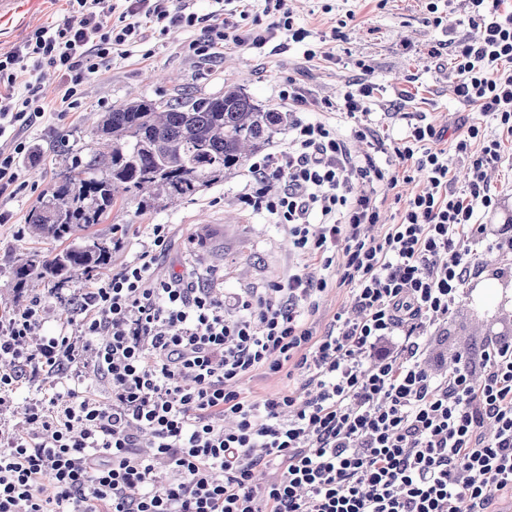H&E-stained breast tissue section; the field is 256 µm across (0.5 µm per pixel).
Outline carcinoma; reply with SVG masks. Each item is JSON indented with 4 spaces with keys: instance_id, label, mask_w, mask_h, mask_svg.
<instances>
[{
    "instance_id": "obj_1",
    "label": "carcinoma",
    "mask_w": 512,
    "mask_h": 512,
    "mask_svg": "<svg viewBox=\"0 0 512 512\" xmlns=\"http://www.w3.org/2000/svg\"><path fill=\"white\" fill-rule=\"evenodd\" d=\"M289 120L290 113L256 104L237 86L219 96L131 98L103 113L89 160L71 162L27 216L33 236L69 245L51 247L17 267L16 287L64 284L78 271L108 267L109 241L72 237L103 223L126 193L146 192L154 202H172L234 174L286 130Z\"/></svg>"
}]
</instances>
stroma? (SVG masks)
Wrapping results in <instances>:
<instances>
[{
  "instance_id": "1",
  "label": "stroma",
  "mask_w": 512,
  "mask_h": 512,
  "mask_svg": "<svg viewBox=\"0 0 512 512\" xmlns=\"http://www.w3.org/2000/svg\"><path fill=\"white\" fill-rule=\"evenodd\" d=\"M297 24L314 37L330 35L339 19L354 12L356 25L337 43V60L304 63L298 46L258 52L245 47L224 53L215 67L201 65L184 50L192 33L179 28L152 37L146 47L149 59L135 55L114 60L111 67L82 87L77 107L57 118L47 114L33 119L25 138L42 157L26 163L25 190L0 197V212L12 213L11 223L0 224V314L25 307L40 298L46 307L45 331L58 330L65 318L61 297L93 287L106 277V270L76 274L56 291L53 283L17 290L12 268L25 263L38 251L28 233L26 215L57 175L66 171L73 157L86 156L94 142L93 121L98 113L110 111L134 96L169 100L186 90L204 96L223 94L227 84H238L254 101L266 108L287 111L278 97L288 79L304 87L311 103L304 118L338 124L336 114L323 111L320 101L337 96L346 80L366 76L377 91L371 120L379 135H401L407 119L426 118L436 129H454L479 120L480 112L455 98L450 54L430 57L432 46L441 41L467 37L469 28L448 21L435 27L426 21L425 0H288ZM66 15L65 0H12L0 12V51L22 42L37 27L60 23ZM370 70L360 73L357 64ZM247 169L211 184L195 194L162 207L143 205L139 196L127 195L117 203L109 218L92 228L97 236L113 241L112 267L131 261L150 242L153 225L172 228L168 252L153 265V278L165 279L182 273L186 282L207 280L223 289L227 298L253 292L284 281L302 269L304 262L292 250L287 227L275 224L267 212L243 207L239 198L247 189ZM493 281L482 275L477 291L463 308L455 328L443 339L441 351L450 352L460 331L472 335L483 330L485 312L496 311L499 297L487 298L480 291Z\"/></svg>"
}]
</instances>
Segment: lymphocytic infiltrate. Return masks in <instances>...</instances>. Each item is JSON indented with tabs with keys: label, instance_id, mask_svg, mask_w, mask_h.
I'll return each instance as SVG.
<instances>
[{
	"label": "lymphocytic infiltrate",
	"instance_id": "1",
	"mask_svg": "<svg viewBox=\"0 0 512 512\" xmlns=\"http://www.w3.org/2000/svg\"><path fill=\"white\" fill-rule=\"evenodd\" d=\"M61 23L0 52V196L23 189V137L33 118L65 116L81 88L133 53L152 30H195L201 64L222 50L260 49L275 35L311 62L287 0L203 15L180 0H127L110 22L100 0H66ZM464 0L478 39L451 50L456 98L481 113L439 147L434 125L408 123L394 142L368 120L374 94L349 81L323 109L353 125L340 134L301 118L288 146L249 167L241 202L288 228L294 251L318 261L265 295L226 300L223 289L157 281L167 225L96 287L75 295V331L43 333L42 302L0 316V411L23 379L57 378L0 437V512H495L512 495V321L435 361L433 341L484 273L512 279V225L477 220L499 208L488 183L512 135V10ZM56 95L38 93L42 72ZM366 144L356 154L352 143ZM393 160L380 164L379 155ZM467 168L456 187L454 162ZM424 175L423 187L381 221L379 189ZM279 181L282 193L265 185ZM348 300L327 324L332 287ZM286 374L287 390L259 400L242 385ZM104 382L106 392L89 390Z\"/></svg>",
	"mask_w": 512,
	"mask_h": 512
}]
</instances>
